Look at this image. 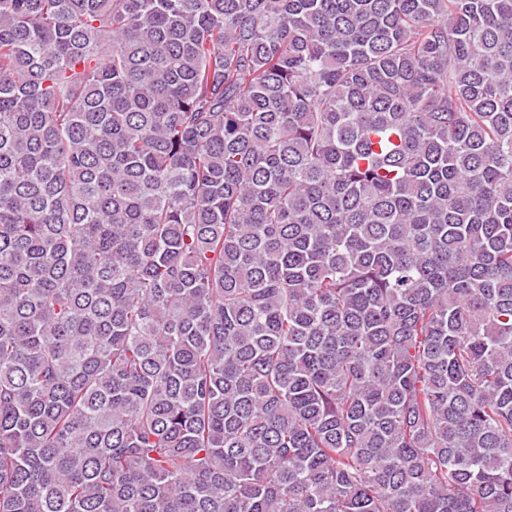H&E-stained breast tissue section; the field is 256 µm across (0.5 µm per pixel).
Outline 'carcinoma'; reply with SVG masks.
<instances>
[{
  "label": "carcinoma",
  "mask_w": 512,
  "mask_h": 512,
  "mask_svg": "<svg viewBox=\"0 0 512 512\" xmlns=\"http://www.w3.org/2000/svg\"><path fill=\"white\" fill-rule=\"evenodd\" d=\"M0 512H512V0H0Z\"/></svg>",
  "instance_id": "carcinoma-1"
}]
</instances>
